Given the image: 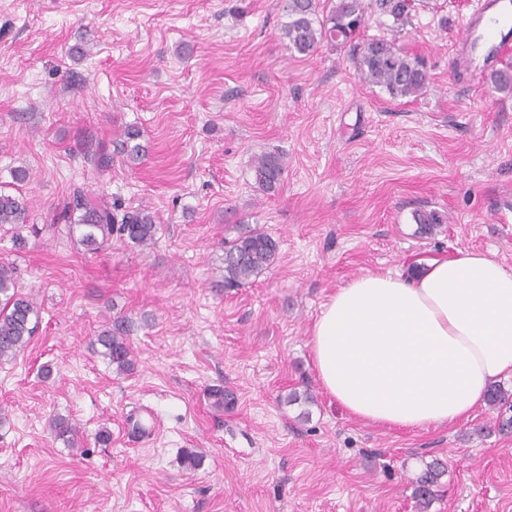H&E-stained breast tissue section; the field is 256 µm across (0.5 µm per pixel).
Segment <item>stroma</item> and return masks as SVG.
Listing matches in <instances>:
<instances>
[{
  "mask_svg": "<svg viewBox=\"0 0 512 512\" xmlns=\"http://www.w3.org/2000/svg\"><path fill=\"white\" fill-rule=\"evenodd\" d=\"M466 2L420 0L402 44L429 87L393 100L348 48L291 54L286 0H0V183L31 205L25 248L0 227V263L42 317L0 364V512H512V432L484 431L495 410L428 430L362 423L323 391L309 343L362 274L463 250L512 270V93L473 87L482 60L462 68ZM128 126L145 156L95 169L85 145ZM277 151L287 168L266 193L253 162ZM17 166L31 173L18 187ZM77 186L150 207L154 244L86 251L57 222ZM419 209L447 215L434 237L416 236ZM240 224L279 257L227 293ZM119 317L130 374L92 346ZM219 386L234 394L222 411ZM141 413L157 430L135 432ZM56 415L79 447L52 434ZM435 458L447 471L422 507L411 479ZM49 428L55 437L64 440L68 445L77 442L79 428L70 418L53 416L49 420Z\"/></svg>",
  "mask_w": 512,
  "mask_h": 512,
  "instance_id": "obj_1",
  "label": "stroma"
}]
</instances>
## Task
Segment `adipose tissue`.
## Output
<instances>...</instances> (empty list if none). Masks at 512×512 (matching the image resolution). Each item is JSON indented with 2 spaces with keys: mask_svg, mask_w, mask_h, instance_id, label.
I'll return each mask as SVG.
<instances>
[{
  "mask_svg": "<svg viewBox=\"0 0 512 512\" xmlns=\"http://www.w3.org/2000/svg\"><path fill=\"white\" fill-rule=\"evenodd\" d=\"M310 347L322 388L359 421L426 430L466 419L512 376V271L462 251L412 277L363 274L330 298Z\"/></svg>",
  "mask_w": 512,
  "mask_h": 512,
  "instance_id": "adipose-tissue-1",
  "label": "adipose tissue"
}]
</instances>
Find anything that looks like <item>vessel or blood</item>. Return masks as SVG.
<instances>
[{"label":"vessel or blood","mask_w":512,"mask_h":512,"mask_svg":"<svg viewBox=\"0 0 512 512\" xmlns=\"http://www.w3.org/2000/svg\"><path fill=\"white\" fill-rule=\"evenodd\" d=\"M507 27H512V0H476L472 12L460 20L457 41L463 56H471L477 44L485 50L487 69L511 59L512 44L501 34Z\"/></svg>","instance_id":"obj_1"}]
</instances>
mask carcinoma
Returning a JSON list of instances; mask_svg holds the SVG:
<instances>
[{"label":"carcinoma","mask_w":512,"mask_h":512,"mask_svg":"<svg viewBox=\"0 0 512 512\" xmlns=\"http://www.w3.org/2000/svg\"><path fill=\"white\" fill-rule=\"evenodd\" d=\"M415 0H336L329 11L319 15L318 0H288V21L282 25L283 38L288 49L302 56L316 52L323 43L353 44L354 67L366 83L384 89L393 98L417 97L427 91L429 76L423 61L398 45V40L410 23ZM386 17L391 37L355 42L366 27L369 13ZM493 88L512 90V68L505 67L490 74ZM142 132L127 127L123 139L117 143L116 153L131 163L140 160L144 146ZM87 159L97 169L112 165V153L107 145L89 146ZM286 170L284 157L268 153L254 161L255 180L267 192L276 191ZM30 209L17 196L0 192V226H13V239L23 247L26 238L21 234L28 223ZM58 218L68 224L69 234L80 230L79 244L88 251L104 247L113 234L125 242L147 247L154 243L157 233L155 214L147 207L126 210L118 203L104 199L93 200L85 190L76 187L64 203ZM416 233L421 237L435 234L446 216L436 210H417L413 213ZM278 242L259 227H246L238 236L224 242V281L226 290L241 288L252 278L269 269L276 261ZM41 322V308L19 292L16 268L0 264V362L10 361L32 341ZM95 343L104 348L103 357L119 372L135 369L136 359L130 342L122 329L116 327L101 331ZM55 437L67 444L77 442L79 428L71 419L55 415L49 420ZM445 473L442 463H429L413 478L415 496L422 506L435 494L439 479Z\"/></svg>","instance_id":"obj_1"}]
</instances>
